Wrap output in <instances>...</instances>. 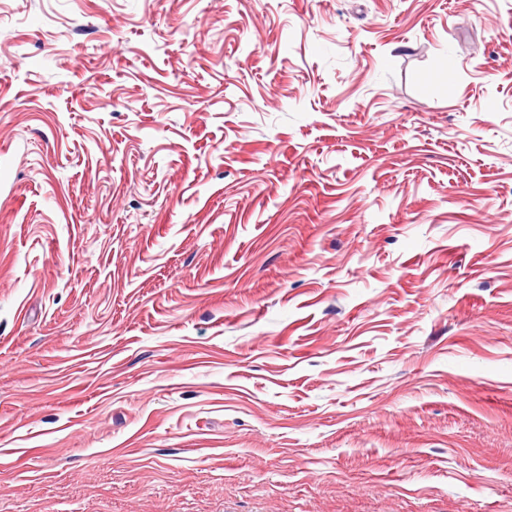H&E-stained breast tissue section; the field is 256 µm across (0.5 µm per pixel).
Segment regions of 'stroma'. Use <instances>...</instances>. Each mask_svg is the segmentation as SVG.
I'll use <instances>...</instances> for the list:
<instances>
[{
	"instance_id": "stroma-1",
	"label": "stroma",
	"mask_w": 512,
	"mask_h": 512,
	"mask_svg": "<svg viewBox=\"0 0 512 512\" xmlns=\"http://www.w3.org/2000/svg\"><path fill=\"white\" fill-rule=\"evenodd\" d=\"M0 512H512V0H0Z\"/></svg>"
}]
</instances>
